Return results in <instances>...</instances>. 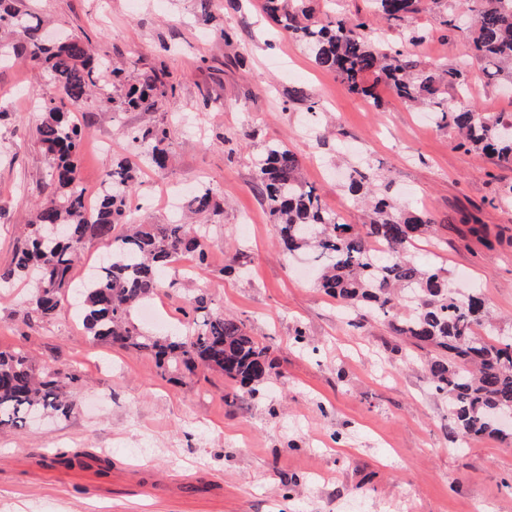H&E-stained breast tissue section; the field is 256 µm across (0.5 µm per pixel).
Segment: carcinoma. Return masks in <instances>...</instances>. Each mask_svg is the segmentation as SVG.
Segmentation results:
<instances>
[{
	"label": "carcinoma",
	"mask_w": 512,
	"mask_h": 512,
	"mask_svg": "<svg viewBox=\"0 0 512 512\" xmlns=\"http://www.w3.org/2000/svg\"><path fill=\"white\" fill-rule=\"evenodd\" d=\"M387 20L398 22L414 11L418 0H372ZM473 16L469 51L483 75L512 85V0H465ZM263 10L292 38L301 41L322 70L335 74L350 90L374 98L383 84L407 102L433 112L439 127L453 130L457 148L492 155L512 165V122L501 114L449 107L442 90L463 96L471 82L461 68L425 71L413 54L387 38L365 32L366 22L338 16L325 23L313 20L304 0H263ZM21 35L16 43H0V59L23 57L48 72L57 95L74 104L102 96L115 118L122 112H150L166 95L155 73L130 83L122 69L94 59L84 40L73 35L51 44L44 39L40 16L0 0V26ZM45 117L38 140L49 162V192L36 205L24 245L0 269V282L31 279L29 318L51 321L63 304L75 263L86 246L101 241L111 259L83 286V323L96 342L151 353L158 364L192 370L196 362L224 372L250 392L277 374L267 347L248 334L237 318L218 312L200 321L183 311L180 332L147 336L131 320V312L161 287V275L177 253H191L207 263L201 244L206 225L175 218L167 224H136L130 188L136 165L125 158L106 170L97 207H86V192L77 177V156L85 137L77 115L43 102ZM149 146L154 167H167L170 129L155 124L132 132ZM255 180L265 209L289 251L309 249L322 261L317 285L328 296L356 311L367 309L388 323L392 333L425 351V366L434 390L448 397L451 432L463 437L496 436L512 441V425L498 418L512 416V343L494 334V326L477 294L460 296L448 288L447 273L425 269L411 253L434 222L424 212H408L387 191L377 189L369 175L353 167L349 190L364 191L369 207L364 232L339 220L316 190L307 185L297 153L270 141L254 160ZM213 188L202 183L188 202V213L217 212ZM80 377L69 371L38 376L26 353L0 351V430L22 429L35 412L68 415L73 404L66 389Z\"/></svg>",
	"instance_id": "obj_1"
}]
</instances>
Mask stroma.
<instances>
[{
  "mask_svg": "<svg viewBox=\"0 0 512 512\" xmlns=\"http://www.w3.org/2000/svg\"><path fill=\"white\" fill-rule=\"evenodd\" d=\"M213 0L226 28L203 25L198 0H14L46 31L81 36L128 79L156 70L175 86L154 112L104 118L96 97L75 108L86 126L78 176L100 187L105 167L140 165L132 189L139 224L171 216L159 188L180 196L207 183L205 266L171 268L153 296L150 336L173 332L198 291L268 346L279 374L252 393L220 372L159 366L145 353L93 342L68 299L56 319L27 321L30 288H0V350L28 353L40 374L72 371L69 416L0 431V512H512V443L450 431L448 400L388 325L352 315L314 284L313 256L278 243L255 189L254 159L288 145L303 176L344 223L365 215L344 186L350 164L389 183L402 205L438 226L417 243L422 266L478 292L500 336H512V167L456 149L450 131L388 87L375 102L319 69L305 46L262 17V0ZM316 17H361L393 35L369 0H306ZM458 0H421L406 28L426 32L411 52L423 69L479 65L467 36L444 21ZM54 89L25 59L0 65V267L21 246L43 196L48 163L37 141ZM316 112H309L310 103ZM170 128L166 169L127 131ZM484 227L483 235L470 231Z\"/></svg>",
  "mask_w": 512,
  "mask_h": 512,
  "instance_id": "1",
  "label": "stroma"
}]
</instances>
